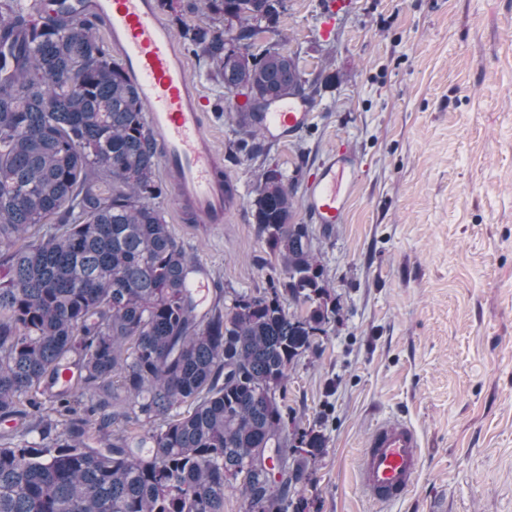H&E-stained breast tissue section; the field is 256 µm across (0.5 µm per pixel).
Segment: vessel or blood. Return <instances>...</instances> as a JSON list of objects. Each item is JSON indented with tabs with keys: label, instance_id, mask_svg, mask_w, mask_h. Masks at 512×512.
I'll use <instances>...</instances> for the list:
<instances>
[{
	"label": "vessel or blood",
	"instance_id": "b4317fda",
	"mask_svg": "<svg viewBox=\"0 0 512 512\" xmlns=\"http://www.w3.org/2000/svg\"><path fill=\"white\" fill-rule=\"evenodd\" d=\"M105 30L112 53L148 106L147 122L162 148L179 212L203 224H221L229 213L231 179L217 158L204 125L205 99L190 75L187 57L160 17L155 0H79ZM311 105L285 97L258 116L267 138L286 142L302 133ZM359 167L346 153L329 154L307 185L315 223H339L352 199ZM424 466V444L414 425L399 414L372 426L357 459L360 488L370 502L392 506L415 488Z\"/></svg>",
	"mask_w": 512,
	"mask_h": 512
}]
</instances>
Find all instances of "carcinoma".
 <instances>
[{"mask_svg":"<svg viewBox=\"0 0 512 512\" xmlns=\"http://www.w3.org/2000/svg\"><path fill=\"white\" fill-rule=\"evenodd\" d=\"M279 2L189 0L174 16L213 79L247 96L253 153L256 107L306 97L296 56L251 51ZM199 11L209 22L183 19ZM96 27L63 2L32 15L0 0V512H224L233 485L245 512H288L325 438L292 432L275 477L277 395L336 317L307 225L264 169L257 231L285 278L201 310L200 268L155 204L145 103Z\"/></svg>","mask_w":512,"mask_h":512,"instance_id":"1","label":"carcinoma"}]
</instances>
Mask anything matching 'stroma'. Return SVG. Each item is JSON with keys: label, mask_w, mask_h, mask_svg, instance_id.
<instances>
[{"label": "stroma", "mask_w": 512, "mask_h": 512, "mask_svg": "<svg viewBox=\"0 0 512 512\" xmlns=\"http://www.w3.org/2000/svg\"><path fill=\"white\" fill-rule=\"evenodd\" d=\"M327 0H286L279 28L314 81L313 122L262 153L241 148V96L190 58L205 126L236 189L223 224L158 204L206 271L204 305L284 277L257 232L259 172L294 193L336 320L292 370L283 403L325 450L294 492L303 512H375L355 479L372 425L421 432L416 489L389 512H512V0H351L329 37ZM358 160L342 222L311 223L305 188L337 147Z\"/></svg>", "instance_id": "obj_1"}]
</instances>
